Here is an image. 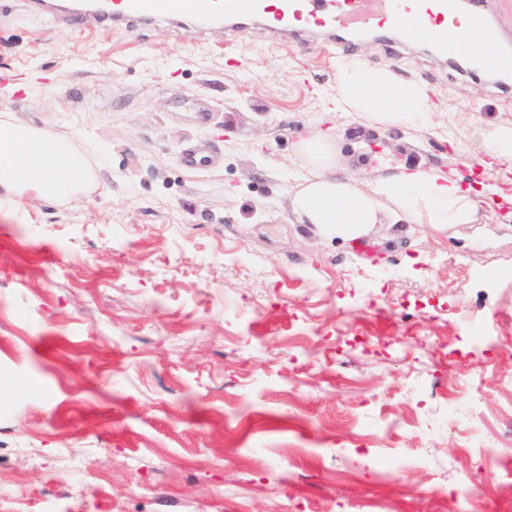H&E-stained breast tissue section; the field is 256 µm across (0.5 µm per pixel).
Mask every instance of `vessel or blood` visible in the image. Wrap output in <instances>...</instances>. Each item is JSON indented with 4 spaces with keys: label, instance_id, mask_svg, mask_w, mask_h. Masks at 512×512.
<instances>
[{
    "label": "vessel or blood",
    "instance_id": "vessel-or-blood-1",
    "mask_svg": "<svg viewBox=\"0 0 512 512\" xmlns=\"http://www.w3.org/2000/svg\"><path fill=\"white\" fill-rule=\"evenodd\" d=\"M99 20L113 29L186 21L193 35L216 28L238 35L253 31L267 41L330 47L340 55L373 33L426 43L443 58L462 30L482 32L492 43L500 40L483 9L459 10L457 0H113Z\"/></svg>",
    "mask_w": 512,
    "mask_h": 512
}]
</instances>
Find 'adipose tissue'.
<instances>
[{
  "instance_id": "1",
  "label": "adipose tissue",
  "mask_w": 512,
  "mask_h": 512,
  "mask_svg": "<svg viewBox=\"0 0 512 512\" xmlns=\"http://www.w3.org/2000/svg\"><path fill=\"white\" fill-rule=\"evenodd\" d=\"M334 104L337 111L361 114L371 127L411 126L430 110L421 84L360 62L341 67ZM299 151L311 175L292 196L291 209L298 223L324 237H363L386 215L439 227L477 221L478 200L437 169L399 166L364 189L356 180L335 177V141L313 136L300 142ZM91 187V170L69 139L0 114L1 197L32 192L63 200Z\"/></svg>"
}]
</instances>
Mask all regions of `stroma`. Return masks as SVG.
<instances>
[{
  "instance_id": "35a3bbf8",
  "label": "stroma",
  "mask_w": 512,
  "mask_h": 512,
  "mask_svg": "<svg viewBox=\"0 0 512 512\" xmlns=\"http://www.w3.org/2000/svg\"><path fill=\"white\" fill-rule=\"evenodd\" d=\"M356 57L422 83L426 119L332 111L326 50L0 0V111L71 137L96 177L0 200V512H512V202L356 241L290 206L318 133L363 185L467 160L474 192L501 185L483 142L512 87L399 41ZM196 141L217 164H183Z\"/></svg>"
}]
</instances>
